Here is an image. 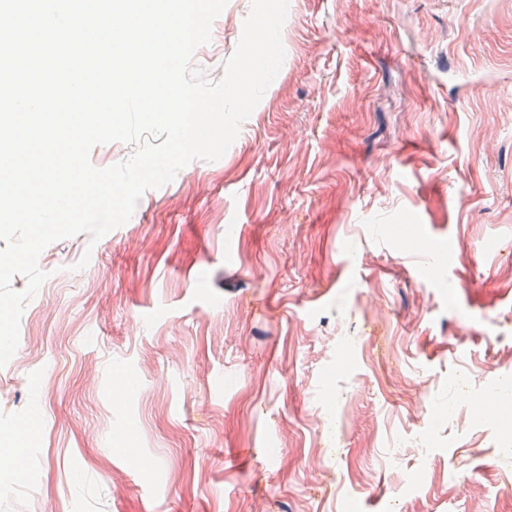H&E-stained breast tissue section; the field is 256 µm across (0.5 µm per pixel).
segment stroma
Here are the masks:
<instances>
[{
  "instance_id": "35a3bbf8",
  "label": "stroma",
  "mask_w": 512,
  "mask_h": 512,
  "mask_svg": "<svg viewBox=\"0 0 512 512\" xmlns=\"http://www.w3.org/2000/svg\"><path fill=\"white\" fill-rule=\"evenodd\" d=\"M281 38L221 159L41 253L0 512H512V428L455 399L512 408V0H290Z\"/></svg>"
}]
</instances>
